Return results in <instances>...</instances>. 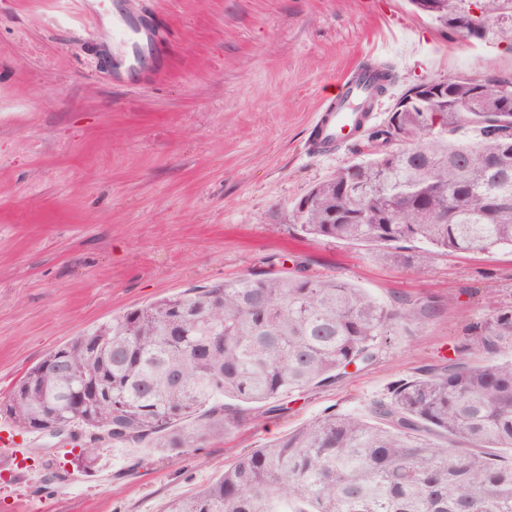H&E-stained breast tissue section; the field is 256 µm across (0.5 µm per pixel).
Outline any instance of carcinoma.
I'll list each match as a JSON object with an SVG mask.
<instances>
[{
	"mask_svg": "<svg viewBox=\"0 0 512 512\" xmlns=\"http://www.w3.org/2000/svg\"><path fill=\"white\" fill-rule=\"evenodd\" d=\"M413 8L463 38L489 35L512 47V0H433ZM376 93L395 77L387 64L364 65ZM441 94L395 105L397 122L372 127L370 158L337 171L292 210L302 235L359 241L384 259L416 240L408 258L428 268L431 249L490 252L512 248V98L499 88L512 76L439 81ZM439 125L423 132V113ZM399 141L403 147L389 146ZM436 306L406 310L377 301L340 279L304 273H251L134 308L49 352L0 406L26 431L49 416L115 441H149L161 450L191 448L240 427L254 405L277 410L311 387L340 380L378 356L383 336ZM486 360L456 362L372 401L373 421L331 413L242 456L224 476L167 512H512V306L471 329ZM68 365L53 369L60 354ZM112 377V410L91 389Z\"/></svg>",
	"mask_w": 512,
	"mask_h": 512,
	"instance_id": "carcinoma-1",
	"label": "carcinoma"
}]
</instances>
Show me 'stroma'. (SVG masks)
I'll use <instances>...</instances> for the list:
<instances>
[{"label":"stroma","instance_id":"obj_1","mask_svg":"<svg viewBox=\"0 0 512 512\" xmlns=\"http://www.w3.org/2000/svg\"><path fill=\"white\" fill-rule=\"evenodd\" d=\"M150 12L161 29L136 83L113 81L90 13ZM408 39L373 122L426 80L512 74V48L464 40L408 0H0V400L50 351L113 317L249 273L342 277L384 303L432 301L371 365L281 413L180 453L99 435L93 462L0 414L22 467L0 480L17 512H166L239 457L329 413L367 415L423 377L471 326L512 306V251H434L420 274L361 243L303 238L292 208L364 141L309 153L317 107L362 62L382 21Z\"/></svg>","mask_w":512,"mask_h":512}]
</instances>
